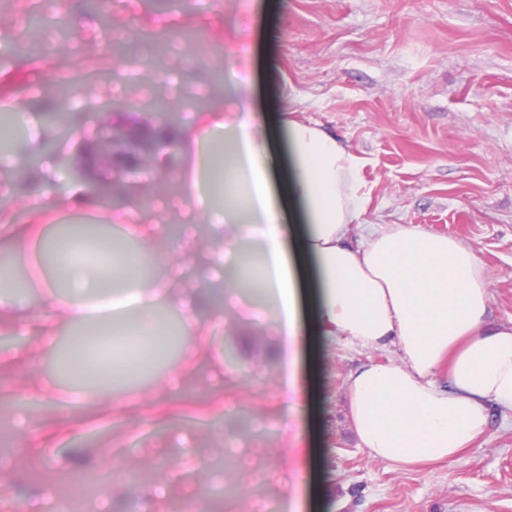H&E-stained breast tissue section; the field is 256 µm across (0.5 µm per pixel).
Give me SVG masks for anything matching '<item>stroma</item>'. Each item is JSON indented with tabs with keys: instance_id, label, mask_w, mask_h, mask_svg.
Masks as SVG:
<instances>
[{
	"instance_id": "obj_1",
	"label": "stroma",
	"mask_w": 512,
	"mask_h": 512,
	"mask_svg": "<svg viewBox=\"0 0 512 512\" xmlns=\"http://www.w3.org/2000/svg\"><path fill=\"white\" fill-rule=\"evenodd\" d=\"M119 0L113 14L129 47L119 51L88 0H54L40 42L26 21L31 0H0V106L20 114V134L0 168L13 177L17 222L31 206L54 207L75 184L79 154L114 86L130 107L113 111V183L130 184L122 150L154 148L143 126L148 96L168 101L191 124L223 109L229 74L224 46L239 47L249 100L263 113L276 99L295 119L320 124L361 158L369 199L363 219L406 224L478 249L491 280L488 314L512 325V0ZM42 127L46 146L29 134ZM165 174L100 202L138 208L175 186L180 149L165 151ZM241 238L218 282L205 255L188 260L173 292L191 288L196 314L222 329L195 359H173L178 385L158 374L100 390L98 412L31 397L52 358L41 336L16 332L20 364L0 366V512L33 502L65 512L81 475L112 470L115 480L87 496L86 512H251L254 500L288 512L286 485L298 483L302 512H512V411L494 408L485 433L455 462L397 469L360 448L348 411L351 374L384 364L394 350L359 351L328 341L318 367L300 357L297 383L316 413L283 424L280 370L269 323L241 327L224 309V287L243 307L273 306L242 287ZM308 448L303 468L287 449Z\"/></svg>"
}]
</instances>
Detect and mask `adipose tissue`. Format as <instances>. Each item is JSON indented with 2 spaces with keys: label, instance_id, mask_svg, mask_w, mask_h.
<instances>
[{
  "label": "adipose tissue",
  "instance_id": "obj_1",
  "mask_svg": "<svg viewBox=\"0 0 512 512\" xmlns=\"http://www.w3.org/2000/svg\"><path fill=\"white\" fill-rule=\"evenodd\" d=\"M276 117L256 120L250 106L232 120L208 112L178 133L195 161L180 183V203L203 205L223 262L237 235H253L259 252L260 290L276 307L272 328L279 345L277 391L287 412L300 404L296 368L300 330L336 338L359 350L394 347L398 362L369 364L349 380L355 431L374 460L395 465L454 460L487 427L488 409H512V325L487 316L490 279L474 247L402 224H364L367 195L362 160L319 124ZM286 134L290 165L273 187L272 143ZM10 195L0 177V235L13 245L46 247L47 224L15 225L3 207ZM300 204L305 229L285 237L280 199ZM161 278L117 270L111 260L91 263L72 251L64 265L37 256L34 287L46 289L52 315L38 327L46 340L62 329L84 327L132 351L110 353L104 373L131 372L154 362L161 334L159 306L183 313L184 334L208 327L186 316L170 296L169 278L181 260L162 262ZM449 361L447 382L437 370Z\"/></svg>",
  "mask_w": 512,
  "mask_h": 512
}]
</instances>
